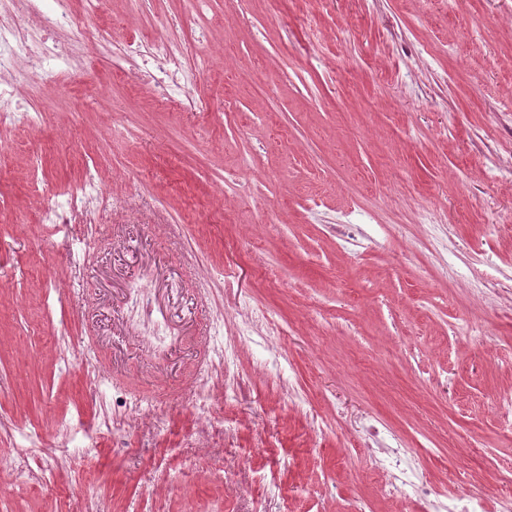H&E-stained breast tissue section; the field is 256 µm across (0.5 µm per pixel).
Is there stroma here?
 Masks as SVG:
<instances>
[{"label": "stroma", "instance_id": "obj_1", "mask_svg": "<svg viewBox=\"0 0 512 512\" xmlns=\"http://www.w3.org/2000/svg\"><path fill=\"white\" fill-rule=\"evenodd\" d=\"M187 45L203 112L159 106L130 39ZM52 88L0 124V416L53 442L99 414L56 336L93 343L105 396L141 398L121 451H81L0 512H445L512 462V0H99L61 32ZM108 193L88 265L44 218L87 174ZM492 257L485 281L469 273ZM62 304L46 307V288ZM147 289L154 325L131 292ZM263 310L280 328L251 322ZM229 350L223 446L195 444L192 375ZM379 429L373 453L356 447ZM411 449L428 502L383 488Z\"/></svg>", "mask_w": 512, "mask_h": 512}]
</instances>
